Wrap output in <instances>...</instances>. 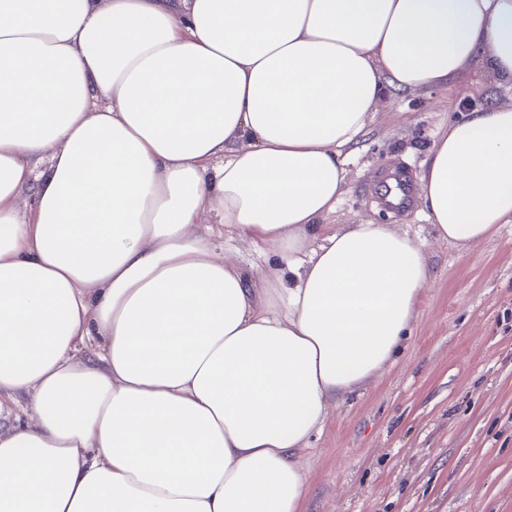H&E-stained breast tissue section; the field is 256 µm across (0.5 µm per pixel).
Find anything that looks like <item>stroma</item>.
Instances as JSON below:
<instances>
[{
  "label": "stroma",
  "mask_w": 512,
  "mask_h": 512,
  "mask_svg": "<svg viewBox=\"0 0 512 512\" xmlns=\"http://www.w3.org/2000/svg\"><path fill=\"white\" fill-rule=\"evenodd\" d=\"M500 104L512 89L478 65L444 87L391 90L350 152L327 224L395 225L424 240L436 277L395 365L312 437L304 512H512V224L461 251L421 207L394 215L368 191L382 169L419 171L450 123Z\"/></svg>",
  "instance_id": "35a3bbf8"
}]
</instances>
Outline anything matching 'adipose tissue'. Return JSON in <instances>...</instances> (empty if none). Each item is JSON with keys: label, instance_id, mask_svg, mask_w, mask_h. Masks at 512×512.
Segmentation results:
<instances>
[{"label": "adipose tissue", "instance_id": "ef3b65f1", "mask_svg": "<svg viewBox=\"0 0 512 512\" xmlns=\"http://www.w3.org/2000/svg\"><path fill=\"white\" fill-rule=\"evenodd\" d=\"M475 64L512 86V0H0V512H302L312 433L435 278L419 237L325 225L344 149ZM417 195L463 250L511 224L512 104ZM218 250L225 255L238 257L247 265L251 264L260 269L274 260V255L269 249L256 250L253 246L240 241L235 234L224 231V237L216 239Z\"/></svg>", "mask_w": 512, "mask_h": 512}]
</instances>
